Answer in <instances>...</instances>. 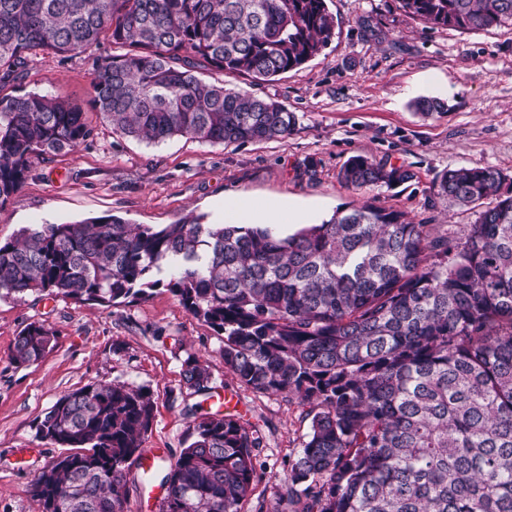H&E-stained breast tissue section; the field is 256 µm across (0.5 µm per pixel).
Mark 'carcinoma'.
Wrapping results in <instances>:
<instances>
[{
  "instance_id": "cac0c4a2",
  "label": "carcinoma",
  "mask_w": 512,
  "mask_h": 512,
  "mask_svg": "<svg viewBox=\"0 0 512 512\" xmlns=\"http://www.w3.org/2000/svg\"><path fill=\"white\" fill-rule=\"evenodd\" d=\"M426 27L512 29V0H398ZM335 35L325 0H0V207L34 161L77 150L87 112L21 93L46 55L94 60L91 109L112 132L164 143L288 137L282 103L209 81L214 69L273 81ZM107 44L110 52L99 54ZM447 114L439 98L412 103ZM341 179L394 188L405 165L351 157ZM500 169L450 168L448 206H481L459 233L367 202L283 236L273 224L156 227L103 215L25 228L0 241V292L111 307L162 286L223 337L224 367L281 394L309 420L273 512H512V189ZM53 332L30 324L11 359L42 358ZM190 355L183 381L208 390ZM154 419L149 390L89 384L61 396L37 434L72 449L32 484L42 512H125ZM263 438L234 414L193 415L164 466L162 512H244Z\"/></svg>"
}]
</instances>
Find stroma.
Returning <instances> with one entry per match:
<instances>
[{
  "label": "stroma",
  "instance_id": "35a3bbf8",
  "mask_svg": "<svg viewBox=\"0 0 512 512\" xmlns=\"http://www.w3.org/2000/svg\"><path fill=\"white\" fill-rule=\"evenodd\" d=\"M326 4L336 34L312 59L255 86L225 78L295 112L298 124L288 138L224 146L178 137L155 145L93 119L92 136L75 152L33 163L23 187L0 207V240L25 227L112 214L132 224L188 217L220 224L225 201L236 197L279 205L277 226L285 234L364 201L418 224L460 230L475 223L478 209L448 208L434 183L456 167L494 166L512 176V29L428 28L397 0ZM92 72L91 59L50 57L21 90L84 102ZM419 97L444 99L447 116L422 119L411 107ZM356 155L387 157L416 177L393 189H354L339 171ZM32 323L54 333V346L37 362L13 363L15 338ZM222 347L220 336L161 288L109 308L60 296L0 295V512H42L33 479L64 452L36 435L49 408L85 385L113 383L151 392L155 418L144 445L168 459L182 450L191 413L223 411L225 395H232L238 415L263 436L250 501L272 512L307 424L282 396L242 386L225 368ZM191 354L209 365L207 391L183 383L182 364Z\"/></svg>",
  "mask_w": 512,
  "mask_h": 512
}]
</instances>
